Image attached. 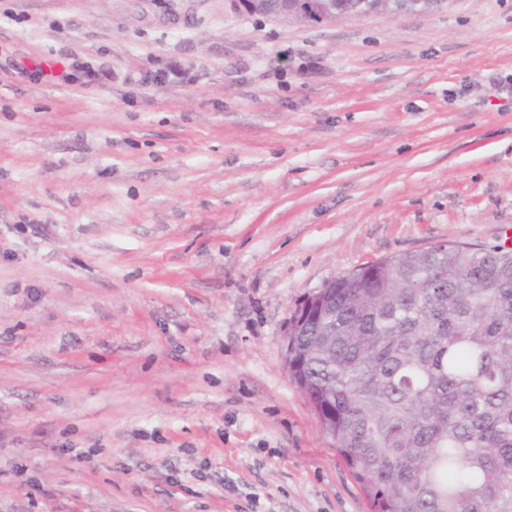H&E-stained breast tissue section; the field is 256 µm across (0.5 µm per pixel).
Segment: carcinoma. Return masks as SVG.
<instances>
[{
	"label": "carcinoma",
	"instance_id": "carcinoma-1",
	"mask_svg": "<svg viewBox=\"0 0 512 512\" xmlns=\"http://www.w3.org/2000/svg\"><path fill=\"white\" fill-rule=\"evenodd\" d=\"M327 294L288 375L371 512H512V252L437 245Z\"/></svg>",
	"mask_w": 512,
	"mask_h": 512
}]
</instances>
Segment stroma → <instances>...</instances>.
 <instances>
[{
  "label": "stroma",
  "mask_w": 512,
  "mask_h": 512,
  "mask_svg": "<svg viewBox=\"0 0 512 512\" xmlns=\"http://www.w3.org/2000/svg\"><path fill=\"white\" fill-rule=\"evenodd\" d=\"M509 235L512 0H0V512H369L288 376L296 310ZM271 1H277L274 6ZM308 0H240L238 6L245 11L256 14H272V17L284 23H296L306 26H321L336 22V6L346 8L354 0H312L315 8L303 4ZM335 3V5L332 2ZM340 2V3H336Z\"/></svg>",
  "instance_id": "1"
}]
</instances>
